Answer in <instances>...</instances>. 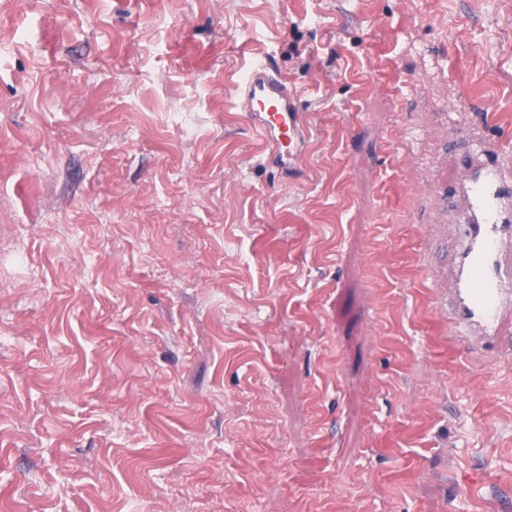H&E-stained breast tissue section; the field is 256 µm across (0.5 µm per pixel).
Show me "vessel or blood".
I'll return each instance as SVG.
<instances>
[{
    "label": "vessel or blood",
    "instance_id": "b4317fda",
    "mask_svg": "<svg viewBox=\"0 0 512 512\" xmlns=\"http://www.w3.org/2000/svg\"><path fill=\"white\" fill-rule=\"evenodd\" d=\"M232 87L263 144L261 162L300 180L310 135L297 87L263 60L252 61ZM457 185L455 248L433 265L435 306L472 346L494 347L512 334V167L477 153L459 168Z\"/></svg>",
    "mask_w": 512,
    "mask_h": 512
}]
</instances>
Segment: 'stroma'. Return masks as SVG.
<instances>
[{"mask_svg": "<svg viewBox=\"0 0 512 512\" xmlns=\"http://www.w3.org/2000/svg\"><path fill=\"white\" fill-rule=\"evenodd\" d=\"M470 133L512 0H0V512H512V340L430 286ZM232 82L235 105L246 112L263 144L260 162L299 181L310 135L297 87L265 60L252 61Z\"/></svg>", "mask_w": 512, "mask_h": 512, "instance_id": "stroma-1", "label": "stroma"}]
</instances>
